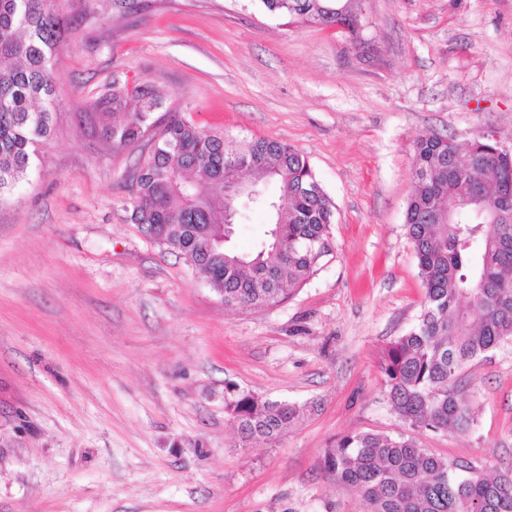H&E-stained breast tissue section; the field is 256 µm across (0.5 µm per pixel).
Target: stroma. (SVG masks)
I'll return each instance as SVG.
<instances>
[{
    "label": "stroma",
    "mask_w": 512,
    "mask_h": 512,
    "mask_svg": "<svg viewBox=\"0 0 512 512\" xmlns=\"http://www.w3.org/2000/svg\"><path fill=\"white\" fill-rule=\"evenodd\" d=\"M56 56L52 140L0 202V512H369L321 457L351 432L397 435L389 342L423 311L405 228L413 144L512 138V0H363L369 48L265 13L257 0H152L100 20L95 0ZM122 75L194 123L301 151L336 205L334 256L291 299L225 305L142 234L127 174L82 116ZM467 434L421 447L512 471V341L470 361ZM302 407L243 441L225 384Z\"/></svg>",
    "instance_id": "35a3bbf8"
}]
</instances>
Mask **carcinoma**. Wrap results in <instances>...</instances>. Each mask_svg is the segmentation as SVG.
Instances as JSON below:
<instances>
[{"instance_id": "carcinoma-1", "label": "carcinoma", "mask_w": 512, "mask_h": 512, "mask_svg": "<svg viewBox=\"0 0 512 512\" xmlns=\"http://www.w3.org/2000/svg\"><path fill=\"white\" fill-rule=\"evenodd\" d=\"M103 16H123L146 0H102ZM269 14L311 25L366 26L359 0H258ZM71 23L53 0H0V200L26 179L39 148L53 137L59 111L54 66ZM96 132L116 148L154 138L130 175L131 218L159 245L203 273L227 306L253 309L291 298L332 252L335 205L297 149L264 137L233 139L194 124L154 87L114 77L98 100ZM474 139L465 145L430 135L413 145L415 187L406 228L418 259L426 304L417 324L386 348L387 396L409 430L468 431L473 409L457 397L465 364L512 338V216L494 223L487 211L512 194V152ZM258 191L273 179L276 198L237 203L270 216L267 239L251 254L218 244L231 228L212 202L224 198L235 159ZM224 407L242 438L274 439L301 409L224 385ZM334 479L357 488L370 512H512V472L488 476L449 460L410 433L340 436L321 459Z\"/></svg>"}]
</instances>
